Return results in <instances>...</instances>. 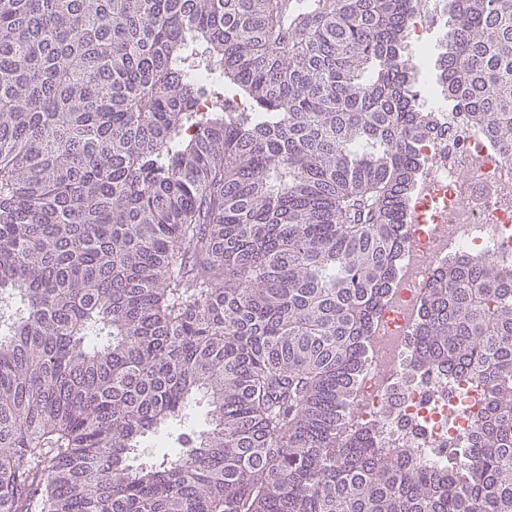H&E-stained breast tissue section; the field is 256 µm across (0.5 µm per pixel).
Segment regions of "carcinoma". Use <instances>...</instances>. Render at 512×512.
Listing matches in <instances>:
<instances>
[{
    "label": "carcinoma",
    "instance_id": "1",
    "mask_svg": "<svg viewBox=\"0 0 512 512\" xmlns=\"http://www.w3.org/2000/svg\"><path fill=\"white\" fill-rule=\"evenodd\" d=\"M446 5L436 89L512 162V0ZM289 10L0 0V512H512V274L480 255L410 350L481 381L464 447L340 440L423 166L416 18Z\"/></svg>",
    "mask_w": 512,
    "mask_h": 512
}]
</instances>
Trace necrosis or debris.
<instances>
[{
    "label": "necrosis or debris",
    "instance_id": "obj_1",
    "mask_svg": "<svg viewBox=\"0 0 512 512\" xmlns=\"http://www.w3.org/2000/svg\"><path fill=\"white\" fill-rule=\"evenodd\" d=\"M431 114L418 143L424 159L413 193L412 227L401 263L369 339L343 431L370 426L383 448H411L427 461H444L480 422L484 397L472 376L413 375L408 350L426 289L442 264L479 253L512 270V164L503 161L463 110L448 111L428 92Z\"/></svg>",
    "mask_w": 512,
    "mask_h": 512
}]
</instances>
